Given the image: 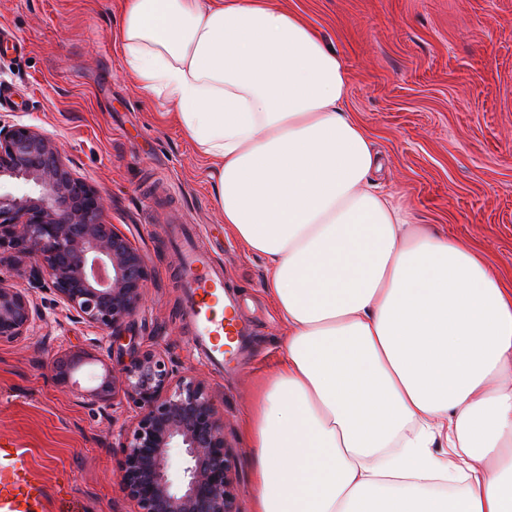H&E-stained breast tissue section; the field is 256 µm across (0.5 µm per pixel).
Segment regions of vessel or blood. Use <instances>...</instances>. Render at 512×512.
I'll return each mask as SVG.
<instances>
[{
	"label": "vessel or blood",
	"instance_id": "vessel-or-blood-1",
	"mask_svg": "<svg viewBox=\"0 0 512 512\" xmlns=\"http://www.w3.org/2000/svg\"><path fill=\"white\" fill-rule=\"evenodd\" d=\"M169 221L176 226L172 245L186 299L182 320L209 360L223 362V337L247 335L248 325L239 315L236 296L224 290L223 269L199 244L193 228L182 224L175 212ZM45 493L43 481L32 472L24 454L0 448V512H31Z\"/></svg>",
	"mask_w": 512,
	"mask_h": 512
}]
</instances>
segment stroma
Wrapping results in <instances>:
<instances>
[{"instance_id":"1","label":"stroma","mask_w":512,"mask_h":512,"mask_svg":"<svg viewBox=\"0 0 512 512\" xmlns=\"http://www.w3.org/2000/svg\"><path fill=\"white\" fill-rule=\"evenodd\" d=\"M299 14L344 59L345 109L363 125L415 223L470 242L512 283V0H273ZM120 0H0V29L23 54L0 55V120L38 126L81 178L106 198L104 219L142 254L150 272L125 349L158 348L181 374L202 379L224 416L234 455L238 512H253V451L243 421L287 335L267 298L265 262L224 231L209 166L125 70L114 41ZM154 182L196 227L224 282L244 298L251 326L224 369L206 362L178 319L166 213L142 188ZM42 320L0 342V446L25 449L46 482L45 512H135L118 488L115 432L136 409L91 397L119 370L112 344L37 289ZM87 354L80 391L58 385L52 364Z\"/></svg>"}]
</instances>
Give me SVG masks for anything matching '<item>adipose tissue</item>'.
<instances>
[{"label":"adipose tissue","mask_w":512,"mask_h":512,"mask_svg":"<svg viewBox=\"0 0 512 512\" xmlns=\"http://www.w3.org/2000/svg\"><path fill=\"white\" fill-rule=\"evenodd\" d=\"M118 39L288 329L254 512H512V285L374 182L343 58L269 0H122Z\"/></svg>","instance_id":"obj_1"}]
</instances>
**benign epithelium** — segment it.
<instances>
[{"label":"benign epithelium","mask_w":512,"mask_h":512,"mask_svg":"<svg viewBox=\"0 0 512 512\" xmlns=\"http://www.w3.org/2000/svg\"><path fill=\"white\" fill-rule=\"evenodd\" d=\"M99 191L66 163L56 140L39 128L0 122V255L34 259L64 310L117 344L144 301L149 270L114 225L103 221ZM42 317L31 289L0 273V341H15ZM83 355L53 362L67 383ZM91 396L106 405L119 396L137 414L118 434L119 489L136 512H237L233 458L224 416L205 383L177 375L160 350L145 349L106 374Z\"/></svg>","instance_id":"1"}]
</instances>
